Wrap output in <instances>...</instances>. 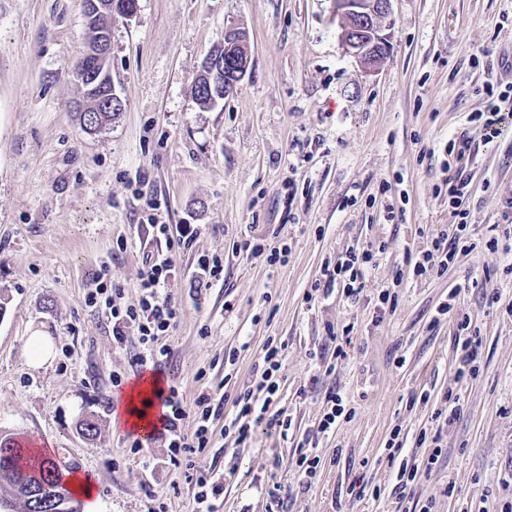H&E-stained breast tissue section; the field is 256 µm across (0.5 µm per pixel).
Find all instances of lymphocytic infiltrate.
<instances>
[{
  "label": "lymphocytic infiltrate",
  "instance_id": "f902f5d3",
  "mask_svg": "<svg viewBox=\"0 0 512 512\" xmlns=\"http://www.w3.org/2000/svg\"><path fill=\"white\" fill-rule=\"evenodd\" d=\"M148 226L153 240L164 243L166 251L147 255L140 274L138 303L121 306L118 302L120 289H109L104 283L88 293L85 303L108 311L116 343H123L128 333H137L141 350L135 359L136 365L149 364L157 368L170 357V350L162 344L161 338L180 317L177 303L164 291L174 271L172 253L190 248L198 236V229L185 224L174 232L153 215L148 218ZM386 249V243H372L361 252L350 251L338 255L336 261L326 262L319 279L312 286L313 292L327 296L339 288L351 295L360 293L376 256L385 253ZM471 250V244L462 237L459 229L453 228L435 237L429 249L406 252L404 264L414 276H428L447 269L458 253ZM481 346L480 330L473 325L471 318H457L454 350L458 378L478 373ZM283 350V345L267 343L263 348L264 369L259 380L240 389L229 403L203 391L188 406L184 404L178 388L170 387L163 399L168 413L161 434L167 446V461L177 466L183 457L207 448L212 441L213 425L219 419L224 422L225 434L233 435L239 445L250 442L256 426L261 424L280 435H287L291 420L270 410L280 389L277 373L282 367ZM228 408L233 411L229 417L224 414Z\"/></svg>",
  "mask_w": 512,
  "mask_h": 512
}]
</instances>
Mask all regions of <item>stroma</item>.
<instances>
[{"label":"stroma","mask_w":512,"mask_h":512,"mask_svg":"<svg viewBox=\"0 0 512 512\" xmlns=\"http://www.w3.org/2000/svg\"><path fill=\"white\" fill-rule=\"evenodd\" d=\"M392 20L390 51L367 72L342 46L332 0H139L133 18H112L109 71L123 110L90 134L73 75L83 0H0V436L88 477L97 512H189V468L222 474L218 512H395L386 443L402 430L404 456L427 460L416 437L435 430L448 391L461 415L405 504L498 512L512 478V253L486 242L512 200V126L489 143L476 115L512 85V0H393ZM230 26L246 35L248 68L205 107L194 82ZM460 139L471 146L470 185L452 204L440 187ZM462 211L475 250L439 275L404 273L406 249L429 248ZM152 213L200 229L173 255L166 290L181 314L163 338L165 379L188 406L204 388L232 395L260 375L266 341L281 342L273 408L292 427L283 437L258 426L231 457L234 440L216 421L211 447L148 480L142 461L164 458L163 443L132 454L112 423V377L137 372L138 337L116 345L85 295L102 272L122 305L138 302L144 261L158 250L145 228ZM259 239L267 251L246 250ZM382 240L360 297L307 301L327 260ZM273 246L287 247V264L271 262ZM212 253L224 260L223 284L191 289L198 256ZM391 287L393 310L376 315ZM495 291L500 305L485 306ZM449 300L481 330L480 371L463 383L455 325L437 314ZM348 324L340 358L329 331ZM37 328L54 355L33 369ZM332 390L347 413L322 434ZM303 449L322 464L309 489L295 467Z\"/></svg>","instance_id":"35a3bbf8"}]
</instances>
